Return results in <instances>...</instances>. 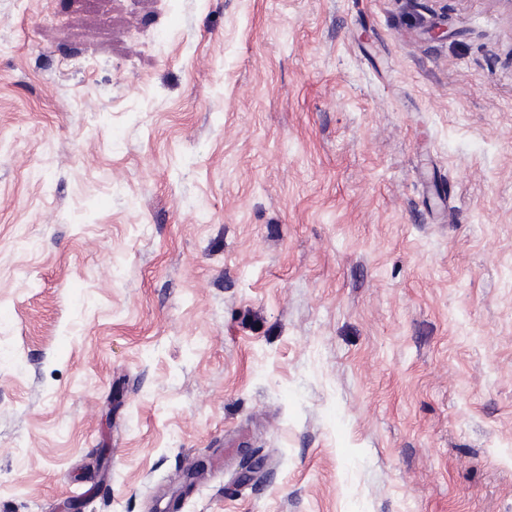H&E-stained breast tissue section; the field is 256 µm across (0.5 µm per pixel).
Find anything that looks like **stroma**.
<instances>
[{
	"label": "stroma",
	"mask_w": 512,
	"mask_h": 512,
	"mask_svg": "<svg viewBox=\"0 0 512 512\" xmlns=\"http://www.w3.org/2000/svg\"><path fill=\"white\" fill-rule=\"evenodd\" d=\"M190 473L512 512V0H0V512Z\"/></svg>",
	"instance_id": "35a3bbf8"
}]
</instances>
